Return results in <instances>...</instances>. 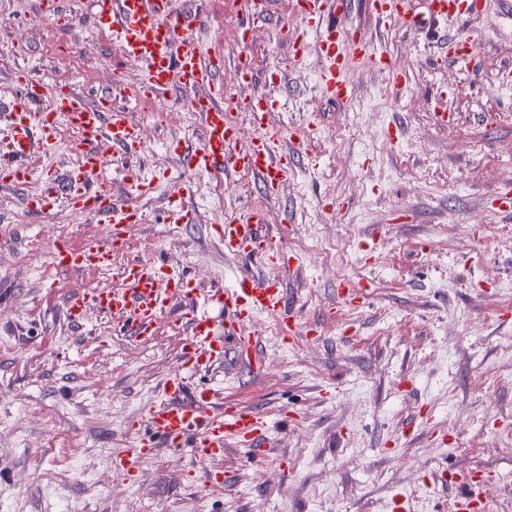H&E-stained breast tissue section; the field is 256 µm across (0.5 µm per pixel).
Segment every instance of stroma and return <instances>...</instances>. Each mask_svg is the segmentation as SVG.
Listing matches in <instances>:
<instances>
[{
  "mask_svg": "<svg viewBox=\"0 0 512 512\" xmlns=\"http://www.w3.org/2000/svg\"><path fill=\"white\" fill-rule=\"evenodd\" d=\"M294 2L276 0L247 50L259 73L287 74V87L258 86L275 102L273 122L289 137L316 128L278 198L250 175L182 172L164 144L200 142L202 120L181 97L170 98L169 115L130 105L149 150L140 174L152 184L144 223L127 230L131 255H164L200 289L244 272L274 275L225 255L211 222L220 195L226 212H263L266 233L305 260L283 286L319 335L282 343L275 319L259 314L251 329L263 372L231 347L223 363L186 371L190 384L263 415L268 448L231 444L214 464L232 477L221 487L196 485L201 464L165 449L138 484L116 480L112 450L181 367L184 337L163 322L140 344L95 311L71 322L73 286L116 285L121 266L65 272L48 251L58 239L96 244L100 223L64 205L28 213L23 189L0 186V512H390L398 496L411 512H452L446 469L492 475L487 512H512V242L503 239L512 217L492 207L512 187V86L500 79L512 63V0L450 14L432 31L378 21L368 0H350L345 24L370 36L393 70L357 68L344 101L323 95L316 55L290 66L279 31L304 30ZM205 8L195 38L223 53L224 85L239 93L238 14L226 0ZM69 9L75 21L56 24L40 0H0V49L23 45L21 66L90 101L114 69L139 82L143 65L92 33L88 0ZM438 33L474 36L473 62L449 61ZM438 107L456 113L453 128L434 125ZM176 198L195 223L163 222ZM401 209L408 221L392 223ZM470 224L482 225L480 236ZM319 235L336 241L337 264L317 257ZM343 282L367 284L366 303H340Z\"/></svg>",
  "mask_w": 512,
  "mask_h": 512,
  "instance_id": "obj_1",
  "label": "stroma"
}]
</instances>
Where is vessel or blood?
Wrapping results in <instances>:
<instances>
[{
    "label": "vessel or blood",
    "mask_w": 512,
    "mask_h": 512,
    "mask_svg": "<svg viewBox=\"0 0 512 512\" xmlns=\"http://www.w3.org/2000/svg\"><path fill=\"white\" fill-rule=\"evenodd\" d=\"M97 32L115 36L122 54L145 64L139 83L126 82L114 73L112 93L88 102L68 87L60 86L31 72L13 68L10 59L0 66L13 68L19 94L10 102L11 127L0 147V184L25 186L31 181L32 163L41 148L49 144L58 123H65L76 138L71 151L77 159L72 173L46 172L35 192L25 198L29 212L43 214L60 201L76 212L94 213L105 226L100 243L77 249L59 244L51 252L52 265L60 270L83 272L91 268H111L126 248L125 228L144 221L137 200L146 185L127 171L124 195H117L104 176L113 152H122L137 161L146 149L141 128L132 120L128 102L143 98L164 100L177 93L189 101L203 120L200 144L175 142L173 150L185 172L254 175L266 195H279L295 175V163L306 150L301 136H293L288 148H281V128L271 120L273 102L253 93L229 98L217 56L206 52L192 37L193 28L204 22L200 12L178 5L177 0H89ZM273 0H246L243 33L264 22ZM349 0H295L296 13L307 23L313 40L290 38L294 58L310 49L321 57L319 82L333 99L350 97V74L359 66L387 70L391 64L371 38L342 24ZM377 15L403 25L414 24L408 0H372ZM476 43L468 37L448 41L449 59L469 63ZM46 102L45 110L32 106ZM251 116L254 134L242 140L233 119L234 111ZM212 222L226 254L238 257H265L288 271L299 270L300 258L284 253L264 233L262 217L251 213L240 217L215 213ZM224 310V333L216 335L210 305ZM67 312L81 320L88 309L118 319L123 332L136 341L148 340L164 318L186 336L185 366L197 368L223 361L224 343L232 341L250 368H257L258 338L251 330L255 312L275 318L285 340L299 335V317L288 302L280 280L240 274L231 287L203 292L191 287L185 276L168 271L163 258L126 263L119 284L99 288L80 285L67 299ZM132 441L112 452L115 477L136 483L146 463L161 449L189 451L205 464L202 475L207 486L223 484V473L211 470L231 443L254 448L267 445L268 424L257 412L219 399L208 388L188 390L185 375L175 372L162 383L160 402L144 408L128 424ZM449 483L460 492L456 512H479L484 506L482 480L459 472L450 473Z\"/></svg>",
    "instance_id": "b4317fda"
}]
</instances>
